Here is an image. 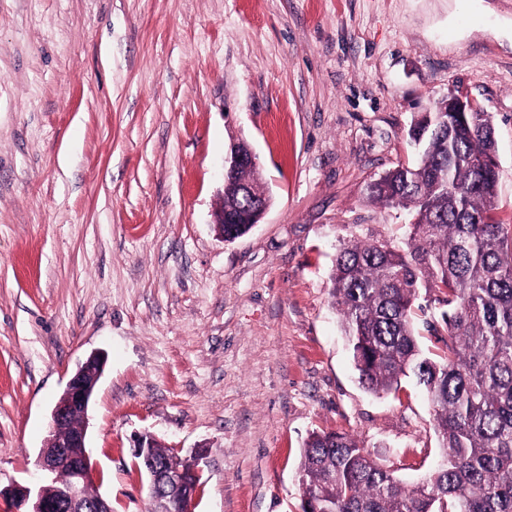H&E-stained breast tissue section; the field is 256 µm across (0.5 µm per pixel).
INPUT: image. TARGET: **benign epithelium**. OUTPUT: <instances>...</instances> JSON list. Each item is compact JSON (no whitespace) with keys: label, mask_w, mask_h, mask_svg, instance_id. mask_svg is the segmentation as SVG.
I'll return each mask as SVG.
<instances>
[{"label":"benign epithelium","mask_w":512,"mask_h":512,"mask_svg":"<svg viewBox=\"0 0 512 512\" xmlns=\"http://www.w3.org/2000/svg\"><path fill=\"white\" fill-rule=\"evenodd\" d=\"M444 100L450 113L463 114L472 111V102L469 99L450 94ZM245 164L257 165L253 150L245 142L232 144L230 153L224 158L223 190L226 191L232 186L233 176ZM264 214L265 210L258 209L231 218L225 215L224 207L221 206L213 213V224L222 234L224 224L229 220L237 224H256ZM104 366L103 354L91 353L68 380L62 396L51 412L49 437L47 445L41 450L38 464L50 480H55L58 472L67 470L71 474L70 481L55 500L46 498L42 487L35 492L21 484L0 488V496L7 495L15 503V512H112L110 501L102 495H97L91 502L86 494L90 483L86 446L88 409ZM77 414L80 415L82 424L67 437H61V432L68 428L71 417ZM188 463L191 465L189 471L174 461L159 467L149 466L145 470L150 498L163 503L168 512H191L196 491H191L173 509L170 508L168 498L170 490L184 489L201 476L198 460L190 459Z\"/></svg>","instance_id":"benign-epithelium-1"}]
</instances>
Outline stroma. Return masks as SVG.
Returning <instances> with one entry per match:
<instances>
[{
    "label": "stroma",
    "mask_w": 512,
    "mask_h": 512,
    "mask_svg": "<svg viewBox=\"0 0 512 512\" xmlns=\"http://www.w3.org/2000/svg\"><path fill=\"white\" fill-rule=\"evenodd\" d=\"M451 92L493 116L512 225V0H0V485L36 482L95 350L112 512L153 507L140 433L204 449L194 512H301L314 431L419 483L433 411L414 379L361 386L331 273L344 242L405 246L365 188ZM238 141L272 204L229 243L212 221Z\"/></svg>",
    "instance_id": "35a3bbf8"
}]
</instances>
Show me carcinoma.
Listing matches in <instances>:
<instances>
[{
  "label": "carcinoma",
  "mask_w": 512,
  "mask_h": 512,
  "mask_svg": "<svg viewBox=\"0 0 512 512\" xmlns=\"http://www.w3.org/2000/svg\"><path fill=\"white\" fill-rule=\"evenodd\" d=\"M408 137L418 161L367 185L369 200L411 216L407 248L343 245L333 297L360 383L379 393L412 375L424 389L443 464L408 486L355 438L314 431L299 480L335 512H512V225L495 216L492 115L463 123L437 101ZM240 179L253 194H225L235 212L264 201L255 168ZM422 289L448 307L432 356L415 334Z\"/></svg>",
  "instance_id": "1"
}]
</instances>
